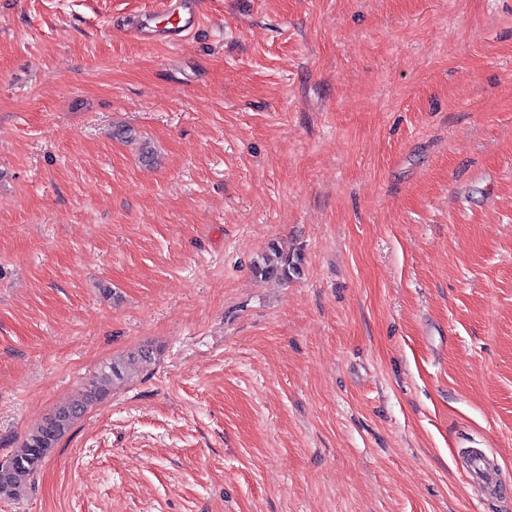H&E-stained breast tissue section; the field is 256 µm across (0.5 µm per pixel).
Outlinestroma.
Instances as JSON below:
<instances>
[{"label":"stroma","instance_id":"1","mask_svg":"<svg viewBox=\"0 0 512 512\" xmlns=\"http://www.w3.org/2000/svg\"><path fill=\"white\" fill-rule=\"evenodd\" d=\"M156 3L0 0V457L154 350L0 512H512V0ZM165 7L164 12L169 18H175L176 23H172L174 28H184L183 31L191 28L190 22L200 17V6L202 0H166L162 1ZM183 22V25H180ZM254 269L262 276H277L286 280L290 279L291 274L298 273L297 262L276 249L264 254L261 261L254 265ZM486 458L481 453H477L471 458L468 464L470 476L482 484L488 486L496 485L499 475L496 468L487 465Z\"/></svg>","mask_w":512,"mask_h":512}]
</instances>
